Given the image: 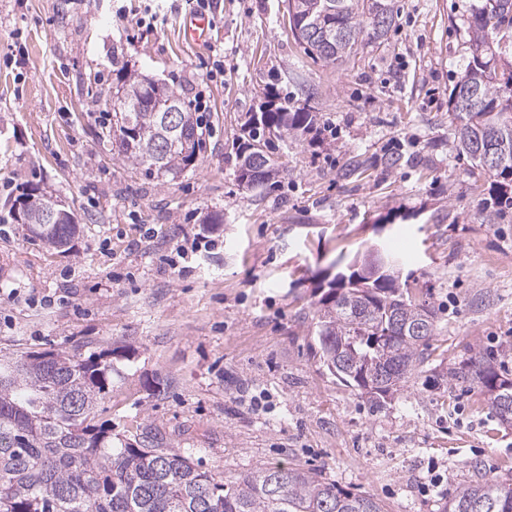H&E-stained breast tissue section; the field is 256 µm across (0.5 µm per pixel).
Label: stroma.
<instances>
[{
    "label": "stroma",
    "instance_id": "1",
    "mask_svg": "<svg viewBox=\"0 0 512 512\" xmlns=\"http://www.w3.org/2000/svg\"><path fill=\"white\" fill-rule=\"evenodd\" d=\"M474 2L395 0L383 43L329 64L294 40L285 0H211L202 44L183 35L185 0H0V356L113 349L100 423L157 429L217 475L294 465L384 512L512 480V426L472 385L429 381L475 350L512 378V213L484 223L489 183L448 110ZM117 63L187 102L205 91L202 148L176 179L113 150ZM273 86L316 112L319 145L274 140L276 183L246 188L242 126ZM356 155L373 168L342 179ZM29 186L77 214L70 250L6 222ZM196 238L219 246L168 265ZM372 247L401 255L437 312L430 360L378 403L322 365L315 337L320 283Z\"/></svg>",
    "mask_w": 512,
    "mask_h": 512
}]
</instances>
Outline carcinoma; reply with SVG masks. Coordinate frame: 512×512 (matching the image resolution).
Instances as JSON below:
<instances>
[{
    "label": "carcinoma",
    "mask_w": 512,
    "mask_h": 512,
    "mask_svg": "<svg viewBox=\"0 0 512 512\" xmlns=\"http://www.w3.org/2000/svg\"><path fill=\"white\" fill-rule=\"evenodd\" d=\"M288 26L305 50L327 63L343 62L363 39H383L394 20V0H287ZM469 57L448 90L457 120L456 149L472 161L471 175L490 181L493 202L484 222L497 224L512 210V0H477L464 20ZM112 132L118 153L150 174L177 177L194 164L201 133L195 113L165 86L115 70ZM173 100L183 129L169 136L163 162H154L149 141L160 135L162 113L152 102ZM317 115L274 95L246 121L237 155L238 178L246 187L279 173L265 151L267 133L295 139L309 133ZM352 157L341 171L348 179L366 173ZM74 224H47L33 236L53 248L67 246ZM319 358L343 381L381 398L401 390L429 357L436 311L399 278L368 282L345 266L327 281L317 301ZM405 332L386 336L393 323ZM424 322L429 328L416 334ZM343 340L356 376L328 355ZM112 354L59 350L0 357V512H383L373 496L339 488L321 475L281 464L237 476H217L186 451L168 448L163 436L143 428L114 444L112 427L97 423L98 408L112 392ZM478 369L458 367L448 380L481 387L497 417L512 408V379L491 357L477 351ZM443 512H512V483L464 484Z\"/></svg>",
    "instance_id": "obj_1"
}]
</instances>
